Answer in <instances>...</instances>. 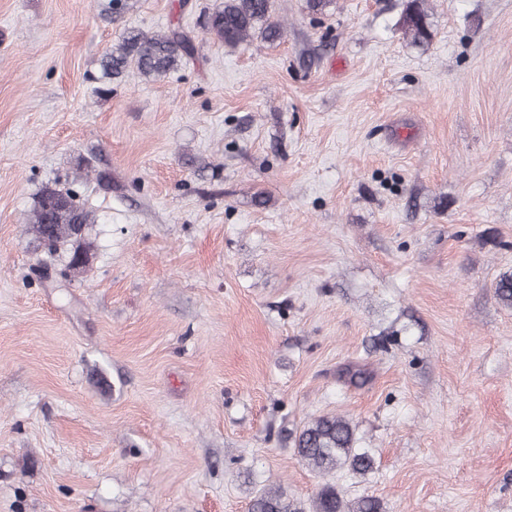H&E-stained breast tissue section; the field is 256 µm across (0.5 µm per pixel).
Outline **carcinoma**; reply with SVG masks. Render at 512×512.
<instances>
[{"label": "carcinoma", "mask_w": 512, "mask_h": 512, "mask_svg": "<svg viewBox=\"0 0 512 512\" xmlns=\"http://www.w3.org/2000/svg\"><path fill=\"white\" fill-rule=\"evenodd\" d=\"M272 6L273 0H224V7L209 16L207 32L232 47L256 33L264 41L274 43L283 37L284 28L272 20ZM400 23L412 44L424 46L430 42L431 23L423 0H408ZM193 56V40L179 28L146 33L125 27L117 43L100 59V86L96 94L99 97L110 94L112 81L121 78L132 66L140 75L150 78L177 70ZM76 197L71 189L46 186L40 191L30 217L37 246L53 251L66 243H77L67 265L70 272L85 267L90 248L84 242V232L91 223V212ZM495 293L500 302L512 305V274L500 278ZM294 451L311 470L321 475L346 470L363 478L373 471L375 464L370 450L357 446L351 422L336 415L311 419L295 435ZM249 512H381V504L371 496L347 500L336 486L326 483L308 507L291 500L280 486L265 488L251 502Z\"/></svg>", "instance_id": "obj_1"}]
</instances>
